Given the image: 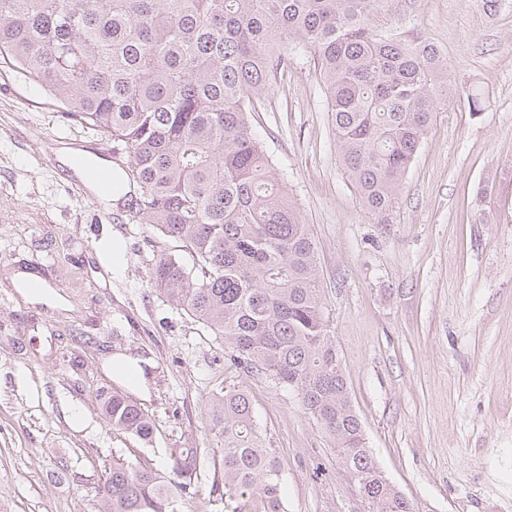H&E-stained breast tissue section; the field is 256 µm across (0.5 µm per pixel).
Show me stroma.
Segmentation results:
<instances>
[{
  "instance_id": "1",
  "label": "stroma",
  "mask_w": 512,
  "mask_h": 512,
  "mask_svg": "<svg viewBox=\"0 0 512 512\" xmlns=\"http://www.w3.org/2000/svg\"><path fill=\"white\" fill-rule=\"evenodd\" d=\"M380 23L433 43L449 74L389 223L345 174L312 55L289 56L251 125L314 230L380 469L414 512H512V0H394ZM64 147L112 149L0 60V512H101L113 461L165 474L175 448L220 457L208 415L231 383L278 452L287 512H365L298 393L232 366L223 339L155 293L151 227L93 223L105 204L72 191ZM121 355L147 361L145 389L116 372ZM115 391L151 440L109 423ZM222 479L209 468L181 512H225Z\"/></svg>"
}]
</instances>
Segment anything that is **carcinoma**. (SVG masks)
I'll return each instance as SVG.
<instances>
[{"label":"carcinoma","instance_id":"cac0c4a2","mask_svg":"<svg viewBox=\"0 0 512 512\" xmlns=\"http://www.w3.org/2000/svg\"><path fill=\"white\" fill-rule=\"evenodd\" d=\"M392 0H0V57L65 115L112 142L128 219L179 244L152 254L155 292L224 338L235 366L298 392L370 512H412L366 446L322 299L310 225L252 131L249 114L288 52L321 65L344 170L388 222L448 85L437 48L382 30ZM112 426L148 441L153 425L117 392ZM224 504L285 512L282 469L247 391L212 407ZM171 476L116 461L104 512H180L205 461L171 453Z\"/></svg>","mask_w":512,"mask_h":512}]
</instances>
